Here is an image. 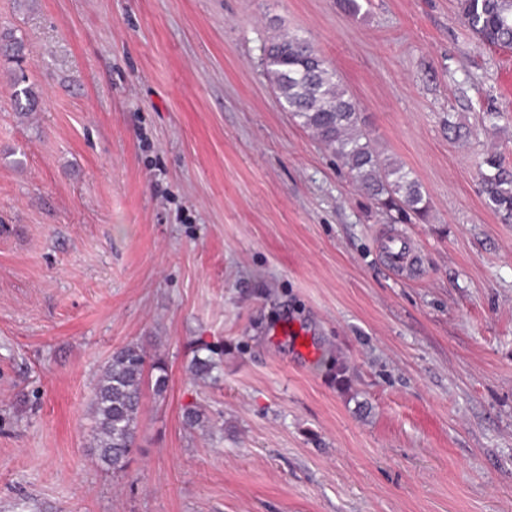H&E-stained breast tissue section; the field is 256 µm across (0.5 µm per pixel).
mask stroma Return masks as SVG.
<instances>
[{
  "label": "stroma",
  "mask_w": 512,
  "mask_h": 512,
  "mask_svg": "<svg viewBox=\"0 0 512 512\" xmlns=\"http://www.w3.org/2000/svg\"><path fill=\"white\" fill-rule=\"evenodd\" d=\"M1 27L37 105L0 58V512H512V221L479 175L512 104L458 0H0ZM292 32L428 223L283 111L263 48ZM129 344L168 384L116 475L91 399Z\"/></svg>",
  "instance_id": "obj_1"
}]
</instances>
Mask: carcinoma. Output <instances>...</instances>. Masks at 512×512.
<instances>
[{
	"label": "carcinoma",
	"instance_id": "carcinoma-1",
	"mask_svg": "<svg viewBox=\"0 0 512 512\" xmlns=\"http://www.w3.org/2000/svg\"><path fill=\"white\" fill-rule=\"evenodd\" d=\"M465 27L489 47H512V0H458ZM13 60L25 45L13 31L0 33ZM315 52L299 33L269 44L264 53L268 78L275 86L282 109L312 131L319 142L348 166L359 191L387 214L406 220H425L430 201L419 180L404 167L381 157L361 131L356 102L347 94L326 62L310 63ZM482 191L490 208L512 217V168L496 153L481 164ZM146 357L134 344L116 350L106 363L91 403L95 422L96 457L112 473L125 471L135 447L143 398Z\"/></svg>",
	"mask_w": 512,
	"mask_h": 512
}]
</instances>
